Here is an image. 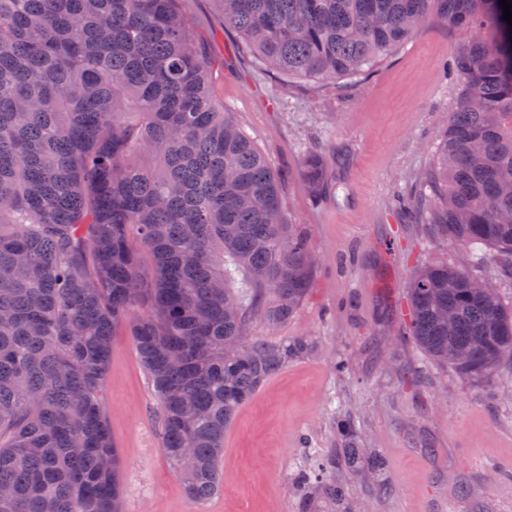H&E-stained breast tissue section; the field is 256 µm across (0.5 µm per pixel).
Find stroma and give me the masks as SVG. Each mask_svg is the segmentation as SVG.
<instances>
[{"label": "stroma", "mask_w": 512, "mask_h": 512, "mask_svg": "<svg viewBox=\"0 0 512 512\" xmlns=\"http://www.w3.org/2000/svg\"><path fill=\"white\" fill-rule=\"evenodd\" d=\"M179 5L209 57L213 93L283 173L285 213L314 259L300 309L271 329L252 317L251 330L273 342L302 336L312 349L238 408L224 433L222 489L197 504L164 454L155 393L131 339L114 336L104 410L123 457V512H297L294 475L339 447L343 414L382 463V495L336 469L371 512H512V365L465 379L405 337L415 271L466 258L401 207L432 168L457 102L445 73L455 34L430 26L371 75L324 86L261 68L215 0ZM311 153L332 163L334 188L318 199L302 172Z\"/></svg>", "instance_id": "1"}]
</instances>
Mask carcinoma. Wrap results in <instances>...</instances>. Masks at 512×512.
Wrapping results in <instances>:
<instances>
[{
  "mask_svg": "<svg viewBox=\"0 0 512 512\" xmlns=\"http://www.w3.org/2000/svg\"><path fill=\"white\" fill-rule=\"evenodd\" d=\"M266 71L360 74L429 24L457 32V105L427 178L435 238L512 265V28L499 0H216ZM178 0H0V512H120L104 413L128 328L188 497L221 491L224 430L301 337L248 336L306 300L307 237L281 176L210 88ZM303 174L328 184L321 156ZM150 258L142 265L141 255ZM464 265H423L410 335L473 380L507 361L512 306ZM145 313L137 314L135 309ZM352 472L380 462L336 424ZM299 512H356L347 481L296 475Z\"/></svg>",
  "mask_w": 512,
  "mask_h": 512,
  "instance_id": "cac0c4a2",
  "label": "carcinoma"
}]
</instances>
